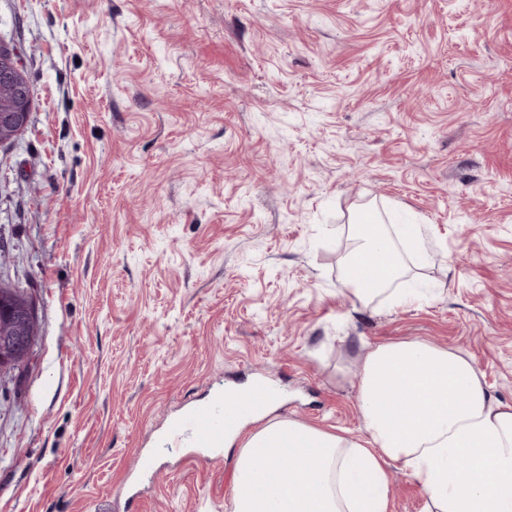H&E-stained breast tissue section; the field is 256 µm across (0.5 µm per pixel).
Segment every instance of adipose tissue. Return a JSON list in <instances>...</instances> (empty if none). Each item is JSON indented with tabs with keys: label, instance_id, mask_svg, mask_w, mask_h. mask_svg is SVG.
I'll return each mask as SVG.
<instances>
[{
	"label": "adipose tissue",
	"instance_id": "1",
	"mask_svg": "<svg viewBox=\"0 0 512 512\" xmlns=\"http://www.w3.org/2000/svg\"><path fill=\"white\" fill-rule=\"evenodd\" d=\"M355 224L348 281L359 301L391 293L403 273L400 252L422 254L419 235L396 240L375 209ZM386 260L375 281L360 265ZM359 403L368 433L361 443L280 418L225 447H238L234 512H386L385 466L401 463L426 494L431 512H512V404L494 399L459 351L419 341L380 344L362 358ZM293 465L275 472L283 458Z\"/></svg>",
	"mask_w": 512,
	"mask_h": 512
}]
</instances>
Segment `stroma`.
<instances>
[{"mask_svg": "<svg viewBox=\"0 0 512 512\" xmlns=\"http://www.w3.org/2000/svg\"><path fill=\"white\" fill-rule=\"evenodd\" d=\"M33 84L0 147V278L38 306L0 398V512H232L236 449L170 416L277 382L275 412L367 438L372 347L453 348L512 404V0H0ZM377 208L427 259L420 301L359 303ZM387 512H427L400 464Z\"/></svg>", "mask_w": 512, "mask_h": 512, "instance_id": "1", "label": "stroma"}]
</instances>
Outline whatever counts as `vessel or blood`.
<instances>
[{"label":"vessel or blood","mask_w":512,"mask_h":512,"mask_svg":"<svg viewBox=\"0 0 512 512\" xmlns=\"http://www.w3.org/2000/svg\"><path fill=\"white\" fill-rule=\"evenodd\" d=\"M273 396L272 387L257 383L249 392L232 391L219 397L214 405L192 407L169 420L164 444L178 446L188 438L198 458L218 460L223 452L225 434Z\"/></svg>","instance_id":"b4317fda"}]
</instances>
